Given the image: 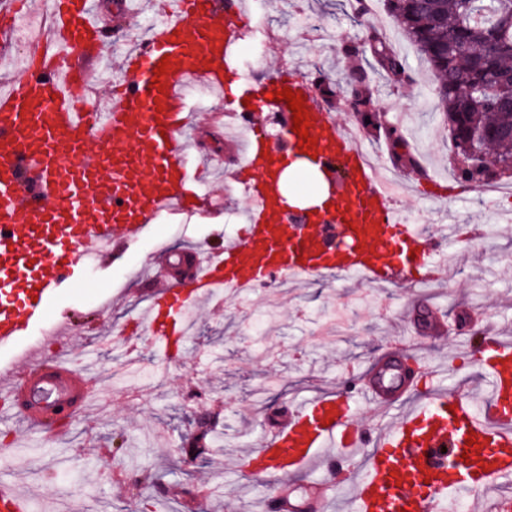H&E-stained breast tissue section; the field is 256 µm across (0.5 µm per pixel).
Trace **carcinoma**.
I'll list each match as a JSON object with an SVG mask.
<instances>
[{"mask_svg": "<svg viewBox=\"0 0 512 512\" xmlns=\"http://www.w3.org/2000/svg\"><path fill=\"white\" fill-rule=\"evenodd\" d=\"M389 13L402 27L431 70L435 95L452 138L449 166L457 180L469 184L498 183L512 176V0H387ZM368 51L379 69L393 83L408 72L386 36L375 31L368 37ZM497 73L502 83L492 94L476 88L484 73ZM363 105L360 121L370 119L368 129L381 128L393 163L418 168L401 127L389 124L375 108L370 82L365 76L340 90ZM490 145L499 173L482 179L476 168L477 153ZM198 434L191 451H208L217 422L197 421Z\"/></svg>", "mask_w": 512, "mask_h": 512, "instance_id": "1", "label": "carcinoma"}]
</instances>
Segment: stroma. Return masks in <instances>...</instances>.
I'll return each instance as SVG.
<instances>
[{"label": "stroma", "instance_id": "obj_1", "mask_svg": "<svg viewBox=\"0 0 512 512\" xmlns=\"http://www.w3.org/2000/svg\"><path fill=\"white\" fill-rule=\"evenodd\" d=\"M372 2V10L360 14L351 0H246L274 38L259 47L250 66L239 67L240 77L248 79L249 68L269 70L286 61L319 85L345 86L353 73L351 49L381 28L403 55L410 82L392 86L371 56L356 61L373 81L380 111L400 120L420 171L393 167L382 134L365 132V142L404 185H419L428 174L451 179L448 128L434 78L384 0ZM224 109L220 95L203 102L188 134L189 156L218 150L231 156L224 130L232 118ZM224 172L225 182L207 186L212 210L164 216L162 233L141 235L121 261L85 268L83 287L61 289L57 310L74 323L71 345L83 351L93 376L95 412L65 415L50 434L19 416L0 417V482L27 493L31 512H172L168 495L177 488L201 493L211 512H255L271 487L244 478L239 452L293 402L336 390L343 378L392 351L436 368L426 388L485 386L486 372L467 346L491 330L512 337V223L498 221L500 210H512V193L492 204L468 194L452 209L399 197L412 222L434 226L446 211L458 226L446 247L447 269L432 282L402 279L379 290L326 277L303 288L240 294L200 313L177 360H166L160 344L144 338L135 361L125 362L111 335L143 311L151 285L172 284L164 250L240 233L248 201L227 183L235 175L232 164ZM125 271L126 286H113ZM100 297L114 300L107 312L96 307ZM430 308L448 317L445 334L429 332L420 321ZM201 412L221 414L222 425L209 453L192 460L183 443Z\"/></svg>", "mask_w": 512, "mask_h": 512}]
</instances>
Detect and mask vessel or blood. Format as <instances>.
<instances>
[{
  "label": "vessel or blood",
  "mask_w": 512,
  "mask_h": 512,
  "mask_svg": "<svg viewBox=\"0 0 512 512\" xmlns=\"http://www.w3.org/2000/svg\"><path fill=\"white\" fill-rule=\"evenodd\" d=\"M162 21L124 58L111 103L82 112L101 59L109 21L126 14L117 0L111 18L93 0H49L48 37L23 58L25 77L0 85V349L17 345L56 304L60 287H79L86 266L119 259L163 213L209 207L199 171L185 158L194 125L185 88L194 79L223 90L229 112L246 127L237 182L249 201L239 237L194 246L187 287L157 289L132 333L172 346L190 335L192 313L220 292H253L274 282L307 283L359 276L384 287L404 276L432 279L445 239L408 223L360 142L357 128L336 122L310 80L292 66L240 88L228 62L234 34L248 22L244 0H156ZM165 73H157L159 62ZM303 95L315 164L340 172L331 209L293 212L282 174L300 140L284 127L271 144L263 114L286 112L273 90ZM138 149H129L130 140ZM491 390L484 405L444 390L408 410L392 427L369 432L356 424L358 397L378 408L414 385L395 356L365 370L354 395L344 390L293 405L266 428L243 467L270 481L276 512H324L328 481L304 489L289 478L321 464L331 471L333 446L346 458L365 453L352 479L355 512H448L449 496L478 498L512 473V340L483 336ZM88 373L66 357L36 347L7 370L4 387L28 422L52 430L60 411L87 412ZM30 499L0 483V512H29Z\"/></svg>",
  "instance_id": "vessel-or-blood-1"
}]
</instances>
